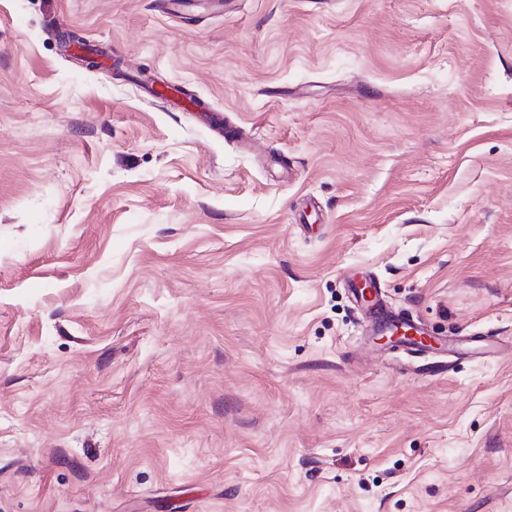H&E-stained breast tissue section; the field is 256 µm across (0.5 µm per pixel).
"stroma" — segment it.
I'll use <instances>...</instances> for the list:
<instances>
[{
	"label": "stroma",
	"instance_id": "obj_1",
	"mask_svg": "<svg viewBox=\"0 0 512 512\" xmlns=\"http://www.w3.org/2000/svg\"><path fill=\"white\" fill-rule=\"evenodd\" d=\"M0 512H512V0H0ZM357 281H363L365 283V285L370 287L373 291V298H372L373 302L372 303L375 306H377V315H375V316L371 315L368 313L367 310L366 311L369 314L371 324L375 328L378 329L383 322L393 319L391 316V313L388 311V309L386 308L382 299L380 298L381 292H380L379 288L377 287V284L371 278H369L367 276H362L361 279L352 281L353 286Z\"/></svg>",
	"mask_w": 512,
	"mask_h": 512
}]
</instances>
